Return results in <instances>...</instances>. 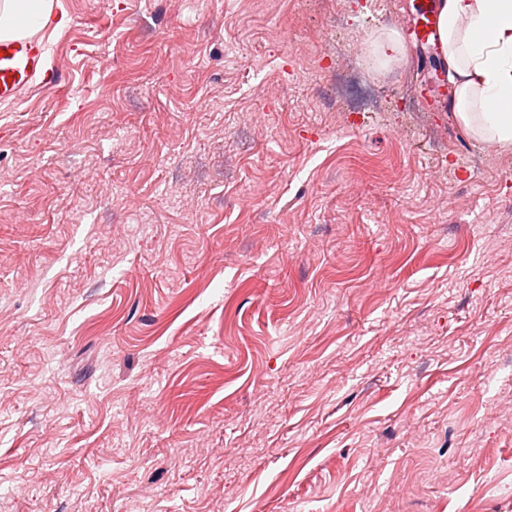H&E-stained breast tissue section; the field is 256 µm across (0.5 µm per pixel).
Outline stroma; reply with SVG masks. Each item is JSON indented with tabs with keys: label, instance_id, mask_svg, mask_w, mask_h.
<instances>
[{
	"label": "stroma",
	"instance_id": "stroma-1",
	"mask_svg": "<svg viewBox=\"0 0 512 512\" xmlns=\"http://www.w3.org/2000/svg\"><path fill=\"white\" fill-rule=\"evenodd\" d=\"M420 2L53 0L0 512H512V151L435 106Z\"/></svg>",
	"mask_w": 512,
	"mask_h": 512
}]
</instances>
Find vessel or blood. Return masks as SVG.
Segmentation results:
<instances>
[{
    "label": "vessel or blood",
    "instance_id": "vessel-or-blood-1",
    "mask_svg": "<svg viewBox=\"0 0 512 512\" xmlns=\"http://www.w3.org/2000/svg\"><path fill=\"white\" fill-rule=\"evenodd\" d=\"M65 73L48 62V45L39 37H0V105H14L37 90L59 86Z\"/></svg>",
    "mask_w": 512,
    "mask_h": 512
}]
</instances>
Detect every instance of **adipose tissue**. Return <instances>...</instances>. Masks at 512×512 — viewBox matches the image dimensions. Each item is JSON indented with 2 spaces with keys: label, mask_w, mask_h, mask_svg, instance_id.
I'll use <instances>...</instances> for the list:
<instances>
[{
  "label": "adipose tissue",
  "mask_w": 512,
  "mask_h": 512,
  "mask_svg": "<svg viewBox=\"0 0 512 512\" xmlns=\"http://www.w3.org/2000/svg\"><path fill=\"white\" fill-rule=\"evenodd\" d=\"M52 4L0 0V36L47 27ZM437 11L454 117L475 140L512 150V0H439Z\"/></svg>",
  "instance_id": "obj_1"
}]
</instances>
